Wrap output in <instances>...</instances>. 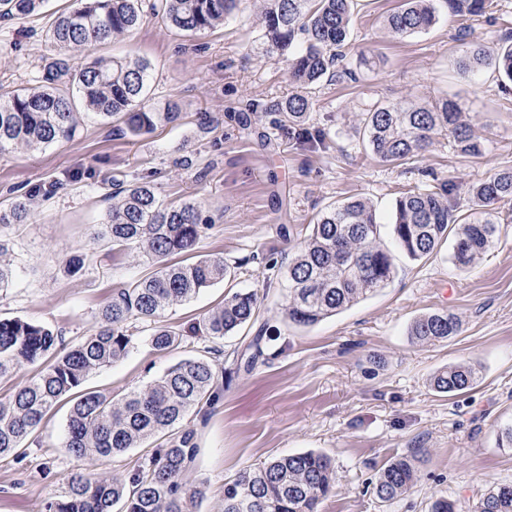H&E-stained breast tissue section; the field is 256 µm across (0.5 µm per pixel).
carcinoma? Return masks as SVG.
<instances>
[{
  "mask_svg": "<svg viewBox=\"0 0 512 512\" xmlns=\"http://www.w3.org/2000/svg\"><path fill=\"white\" fill-rule=\"evenodd\" d=\"M143 0H74L57 16L47 38L64 55L85 53L97 44L130 35L143 22ZM261 25L267 52L286 56L289 78L299 91L278 108L279 124L298 138L325 145L326 137L307 128L309 100L302 91L318 84L338 65L349 34L353 0H250ZM435 0H401L385 21L395 36L427 30L436 22ZM44 0H0V16L37 13ZM243 0H159L151 6L172 28L194 35L210 30L240 11ZM448 13L467 19L490 7L489 0H443ZM468 73L491 67L512 81V33L495 48L479 42L467 46L457 62ZM151 80L149 62L137 55L97 57L77 71L58 59L47 69L44 84L0 98V157L14 150H38L75 137L79 112L64 86H77L85 115L119 121L132 136L148 133L157 122L180 115L176 102L164 112L146 105ZM363 141L383 162L409 159L439 137H451L463 155L481 152L461 112L451 101L431 106L374 104L361 113ZM455 185L441 181L413 187L395 199L391 213L392 245L382 241V217L367 198H355L326 209L296 254L284 278L288 290V320L314 326L386 287L394 277L393 249L411 259L436 252L455 231L452 260L459 268L475 263L494 243L501 223L499 203L512 200V168L498 172L469 189L471 213H456ZM116 202L94 239L126 250L132 260L147 262L153 271L112 292L102 310V325L60 355L58 337L39 324L19 318L0 319V380L25 366L39 365L36 374L7 398H0V455L18 453L33 436L48 411L74 396L66 421L63 448L78 461L121 455L161 435L165 444L154 449L129 478L114 474L71 476L68 491L47 503V512H188V504L203 496L189 489L185 475L198 453L194 429L183 425L191 412L220 399L216 365L204 356L179 360L141 388L116 398L101 392H81L88 375L128 356L139 342L166 352L178 337L160 324L172 306L193 298L201 289L234 271L218 256L171 263L169 257L193 254L211 225L196 203H164L149 182L120 186ZM33 214L30 199L0 211V224H26ZM261 299L255 291H235L205 320L214 341L233 335L255 320ZM150 323L145 338L132 331L134 323ZM458 318L447 312L426 313L411 324L409 336L430 344L454 336ZM266 342L254 336L245 346L247 366L263 356ZM479 374L471 365L439 371L431 385L439 393L471 389ZM417 480L415 459H392L375 478L374 494L390 503ZM336 481L329 457L305 452L276 457L241 470L224 483L222 512H319ZM472 512H512V483L485 492Z\"/></svg>",
  "mask_w": 512,
  "mask_h": 512,
  "instance_id": "obj_1",
  "label": "carcinoma"
}]
</instances>
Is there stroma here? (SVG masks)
I'll return each instance as SVG.
<instances>
[{
  "mask_svg": "<svg viewBox=\"0 0 512 512\" xmlns=\"http://www.w3.org/2000/svg\"><path fill=\"white\" fill-rule=\"evenodd\" d=\"M71 4L47 0L37 14L0 20V95L40 82L56 56L47 31ZM398 4L355 0L337 75L307 90V126L326 133L325 146L276 126L277 107L294 87L284 57L259 50V21L247 10L193 37L149 15L131 36L93 49L96 57L147 59L149 105L160 112L178 102L176 122L134 137L90 116L72 140L0 157V209L31 194L38 201L30 223L0 226L15 272L0 292V316L52 329L64 349L99 327L113 289L149 271L92 238L112 207L113 184L150 182L165 201L195 202L210 219L197 252L223 257L235 269L233 283L201 289L165 312L163 325L179 338L173 350L136 345L84 383L118 398L217 347L221 398L185 419L199 446L185 480L204 492L191 512H221L224 483L243 468L308 451L329 455L336 470L321 512H431L441 497L470 512L490 487L512 481V449L497 445L500 422L512 417V222L500 224L492 247L468 270L452 264L447 243L419 260L399 252L393 281L373 296L313 327L286 318L281 270L320 212L364 197L386 218L400 191L436 178L455 184L466 210L470 186L512 168V82L491 69L471 74L457 66L466 42L492 46L512 31V0H493L485 15L467 21L442 6L428 31L401 37L384 26ZM446 97L481 142L480 154L460 155L447 139L399 166L370 153L360 133L364 109ZM241 114L249 130L239 125ZM73 255L86 258L77 276L65 270ZM231 287L258 291L261 311L256 325L215 343L200 330ZM442 311L459 318V333L413 343L412 321ZM259 325L272 349L249 370L238 354ZM461 363L478 369L477 385L459 395L435 391L433 375ZM69 407L64 400L47 414L24 456L0 457V512H45L77 470L127 477L143 464L142 448L92 462L67 455ZM400 456L415 458L417 481L382 504L372 483Z\"/></svg>",
  "mask_w": 512,
  "mask_h": 512,
  "instance_id": "1",
  "label": "stroma"
}]
</instances>
